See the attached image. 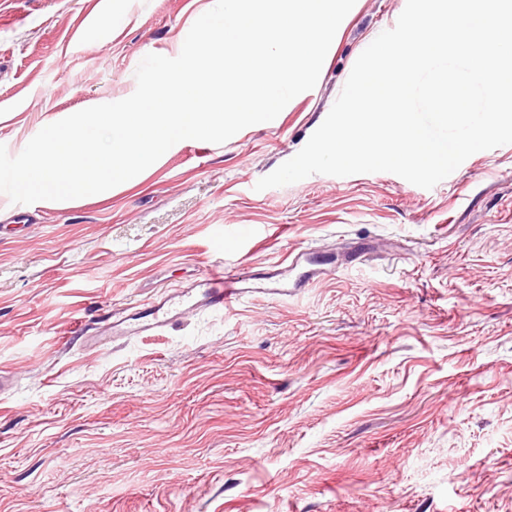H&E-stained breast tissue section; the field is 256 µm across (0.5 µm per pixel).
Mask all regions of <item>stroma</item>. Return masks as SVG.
Returning <instances> with one entry per match:
<instances>
[{
  "label": "stroma",
  "mask_w": 512,
  "mask_h": 512,
  "mask_svg": "<svg viewBox=\"0 0 512 512\" xmlns=\"http://www.w3.org/2000/svg\"><path fill=\"white\" fill-rule=\"evenodd\" d=\"M215 0H0V144L136 89ZM406 0H356L316 86L64 206L0 200V512H512V144L424 189L388 172L256 191ZM241 234L218 253L216 237ZM302 250L340 266L98 350L99 309Z\"/></svg>",
  "instance_id": "35a3bbf8"
}]
</instances>
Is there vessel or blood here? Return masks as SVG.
Returning a JSON list of instances; mask_svg holds the SVG:
<instances>
[{
  "label": "vessel or blood",
  "instance_id": "obj_1",
  "mask_svg": "<svg viewBox=\"0 0 512 512\" xmlns=\"http://www.w3.org/2000/svg\"><path fill=\"white\" fill-rule=\"evenodd\" d=\"M291 268L297 274L291 281H284V268L272 266L261 272L260 277L273 284L278 295L293 296L300 293L318 276L322 269L313 253L296 254ZM245 276L221 267L210 270L197 284L178 294H161L135 306L101 310L95 331L80 329L85 345L101 348L133 336H151L176 323L185 311L223 310L246 295Z\"/></svg>",
  "mask_w": 512,
  "mask_h": 512
}]
</instances>
